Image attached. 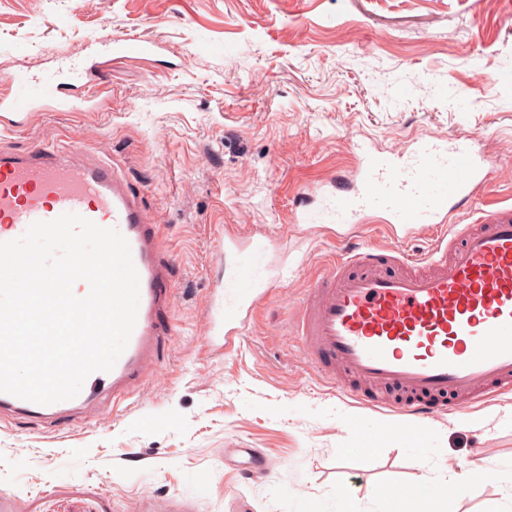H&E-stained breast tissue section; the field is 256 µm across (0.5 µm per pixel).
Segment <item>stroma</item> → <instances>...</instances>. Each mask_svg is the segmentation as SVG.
Returning a JSON list of instances; mask_svg holds the SVG:
<instances>
[{"label":"stroma","instance_id":"35a3bbf8","mask_svg":"<svg viewBox=\"0 0 512 512\" xmlns=\"http://www.w3.org/2000/svg\"><path fill=\"white\" fill-rule=\"evenodd\" d=\"M106 23L164 48L111 62L100 108L30 113L0 148L87 145L127 174L173 254L175 333L129 411L57 431L0 421V512H291L301 497L323 512L339 496L377 512L367 489L408 491L462 461L486 475L458 512H494L512 393L427 420L426 447L384 436L411 418L360 405L305 358L295 308L338 229L292 213L350 176L357 143L402 151L419 136L478 135L492 160L451 223L512 204V0H0V80L53 67ZM358 233L411 254L435 242L420 227ZM246 234L294 274L216 349L206 312L224 240ZM254 463L265 478H246Z\"/></svg>","mask_w":512,"mask_h":512}]
</instances>
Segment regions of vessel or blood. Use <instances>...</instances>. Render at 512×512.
Returning a JSON list of instances; mask_svg holds the SVG:
<instances>
[{
  "mask_svg": "<svg viewBox=\"0 0 512 512\" xmlns=\"http://www.w3.org/2000/svg\"><path fill=\"white\" fill-rule=\"evenodd\" d=\"M157 48L153 39L118 38L102 27L82 57L61 58L39 75L9 74L0 83V112L17 128L33 112L96 109L105 87L103 57L143 58ZM70 81L86 87L83 99L64 96ZM478 144L475 136L419 139L409 150L386 155L358 147L351 185L316 187L311 202L293 213L297 224H388L403 231L419 225L441 232L424 256L344 241L298 305L295 329L308 363L360 403L390 404L424 419L512 390V206L485 210L480 223L444 234L449 214L488 180ZM65 213L126 238L139 303L125 351L110 371L91 374L76 397L40 405L0 393V414L49 429L75 420L81 408L126 403L175 328L171 255L125 174L109 159H82L55 145L1 148L0 242ZM285 274L267 238L225 241L224 272L208 307L209 342L223 346L238 336Z\"/></svg>",
  "mask_w": 512,
  "mask_h": 512,
  "instance_id": "obj_1",
  "label": "vessel or blood"
}]
</instances>
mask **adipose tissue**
Wrapping results in <instances>:
<instances>
[{"mask_svg": "<svg viewBox=\"0 0 512 512\" xmlns=\"http://www.w3.org/2000/svg\"><path fill=\"white\" fill-rule=\"evenodd\" d=\"M478 481L474 470L459 468L449 475L423 479L414 493L394 491L376 495L368 491V498H381L385 504L383 512H448V502L462 499Z\"/></svg>", "mask_w": 512, "mask_h": 512, "instance_id": "1", "label": "adipose tissue"}]
</instances>
